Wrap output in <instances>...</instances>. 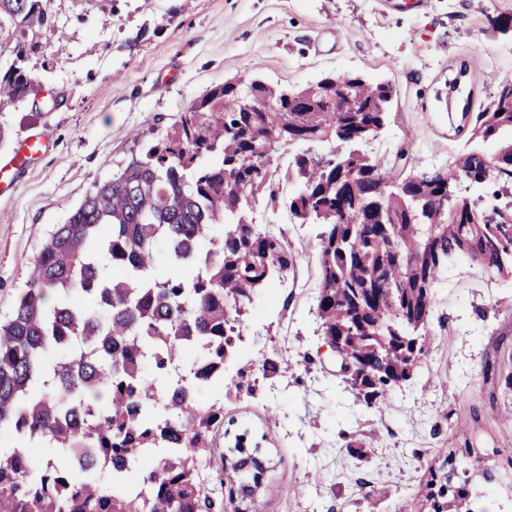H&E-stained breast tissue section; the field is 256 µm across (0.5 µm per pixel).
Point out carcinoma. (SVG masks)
<instances>
[{"label": "carcinoma", "mask_w": 512, "mask_h": 512, "mask_svg": "<svg viewBox=\"0 0 512 512\" xmlns=\"http://www.w3.org/2000/svg\"><path fill=\"white\" fill-rule=\"evenodd\" d=\"M51 0H0V110L25 103L46 75L27 65ZM359 112L341 111L344 96ZM394 91L357 74L293 91L252 80L196 98L162 139L95 187L43 243L28 291L0 320V512H203L201 470L216 453L224 400L256 394L244 380L290 371L282 356L240 364L254 301L295 265L284 233L248 220L251 200L296 180L295 223L320 227L317 332L351 358L354 401L379 409L426 354L437 288L463 258L512 275V81L457 132L499 144L444 168L408 170L409 142L380 160L356 149L391 121ZM297 146L285 170L273 154ZM53 302L47 303V297ZM111 394L99 399L101 390ZM224 453L234 490L256 479L259 443L243 429ZM108 474L103 482L97 471ZM430 512H472L469 479L438 476Z\"/></svg>", "instance_id": "obj_1"}]
</instances>
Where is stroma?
I'll return each mask as SVG.
<instances>
[{"label":"stroma","mask_w":512,"mask_h":512,"mask_svg":"<svg viewBox=\"0 0 512 512\" xmlns=\"http://www.w3.org/2000/svg\"><path fill=\"white\" fill-rule=\"evenodd\" d=\"M52 7L64 36L43 39L29 61L49 80L24 105L0 112V161L28 136L50 143L0 197V317L27 291L55 226L213 86L260 79L293 89L346 73L391 83L396 119L367 151L383 160L411 138L409 167L422 172L452 163L464 146L461 118L449 113V82L461 78L477 106L512 79V33L491 25L512 14V0H427L420 10L393 0H54ZM293 189L277 184L276 199L260 195L250 212L254 223L280 225L296 264L284 285L254 304L242 348L296 367L259 379L256 397L225 404L216 440L227 448L243 427L262 436L261 512H366L364 495L383 489L379 512H403L409 497L428 512L432 472L462 470L469 448L485 458L472 485L512 506V422L501 417L512 279L455 261L438 290L416 378L382 410L367 409L353 403L339 358L316 331V230L289 223L282 201ZM353 433L369 441L365 460L346 446Z\"/></svg>","instance_id":"stroma-1"}]
</instances>
